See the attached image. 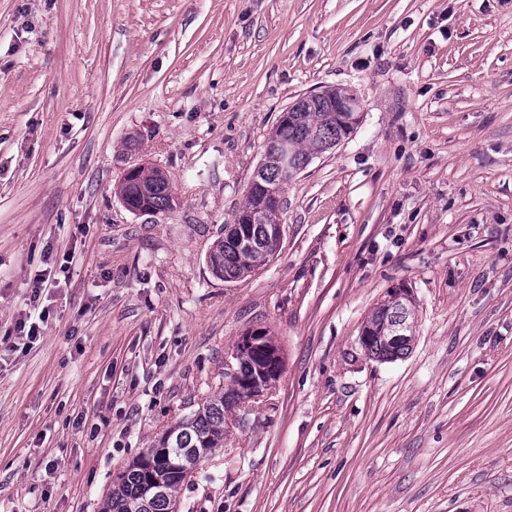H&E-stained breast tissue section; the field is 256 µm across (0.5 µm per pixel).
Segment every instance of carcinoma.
<instances>
[{
    "instance_id": "1",
    "label": "carcinoma",
    "mask_w": 512,
    "mask_h": 512,
    "mask_svg": "<svg viewBox=\"0 0 512 512\" xmlns=\"http://www.w3.org/2000/svg\"><path fill=\"white\" fill-rule=\"evenodd\" d=\"M343 96V90L324 91V99L301 104V111L281 117L266 144L265 157L273 156L282 141L291 154L288 172L262 163L263 174H256L249 184L246 203L237 213L238 220L224 225V238L218 240L209 256L213 272L228 281L249 275L279 250V205L274 188L283 187L319 155L348 138L361 122L359 112H336L329 103ZM118 195L131 212L157 214L171 207L172 186L158 168L140 166L120 184ZM411 312L406 297L397 302L379 304L362 330L361 347L378 361L399 359L411 350V341L392 340L398 329L414 335ZM282 370V357H273L262 349H253L237 359L230 375L231 386L219 398L211 400L190 417L173 425L170 447L156 445L146 449L118 477L109 493L104 512H171L174 492L189 476L179 467V454L199 448H220L224 441V415L245 397L255 395L258 383L276 379ZM160 482L164 492L147 496L150 481Z\"/></svg>"
}]
</instances>
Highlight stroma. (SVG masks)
<instances>
[{"instance_id": "stroma-1", "label": "stroma", "mask_w": 512, "mask_h": 512, "mask_svg": "<svg viewBox=\"0 0 512 512\" xmlns=\"http://www.w3.org/2000/svg\"><path fill=\"white\" fill-rule=\"evenodd\" d=\"M329 88L361 123L218 278L271 131ZM135 165L171 209L124 207ZM398 288L412 350L369 359ZM255 329L282 372L179 512H512V0H0V512H102ZM137 167L127 169L124 177L131 175L123 179L118 189V195L126 208L133 213L147 214L168 210L173 198L172 186L167 175L158 168ZM140 187H149L150 190L144 194L140 191Z\"/></svg>"}]
</instances>
